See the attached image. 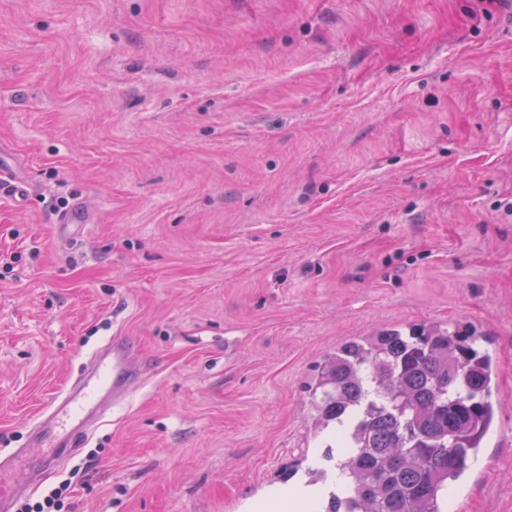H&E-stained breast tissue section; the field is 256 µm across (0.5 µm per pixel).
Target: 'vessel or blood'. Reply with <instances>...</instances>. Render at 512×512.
Here are the masks:
<instances>
[{
    "mask_svg": "<svg viewBox=\"0 0 512 512\" xmlns=\"http://www.w3.org/2000/svg\"><path fill=\"white\" fill-rule=\"evenodd\" d=\"M147 365L134 358L127 338L115 337L87 364L83 374L59 395L30 427L31 448L14 449L0 462V512H12L29 470L32 447H39L41 467L51 468L71 456L80 440L100 425L105 404H126L141 388Z\"/></svg>",
    "mask_w": 512,
    "mask_h": 512,
    "instance_id": "b4317fda",
    "label": "vessel or blood"
}]
</instances>
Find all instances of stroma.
<instances>
[{"mask_svg": "<svg viewBox=\"0 0 512 512\" xmlns=\"http://www.w3.org/2000/svg\"><path fill=\"white\" fill-rule=\"evenodd\" d=\"M0 164V450L110 337L149 366L28 499L289 512L316 365L469 323L495 417L448 512H512V0H0Z\"/></svg>", "mask_w": 512, "mask_h": 512, "instance_id": "35a3bbf8", "label": "stroma"}]
</instances>
